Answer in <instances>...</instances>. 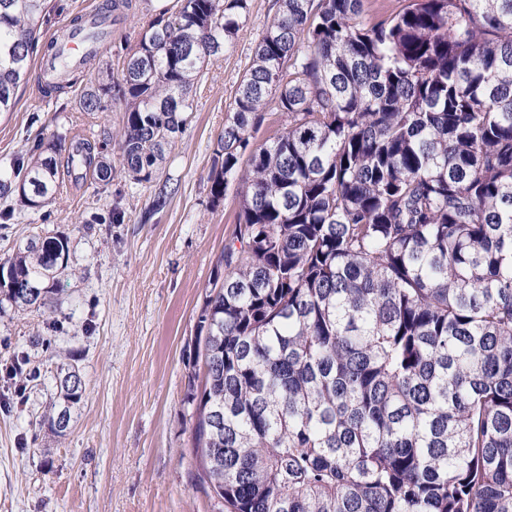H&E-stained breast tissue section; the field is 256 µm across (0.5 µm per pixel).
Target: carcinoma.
I'll use <instances>...</instances> for the list:
<instances>
[{
	"label": "carcinoma",
	"instance_id": "carcinoma-1",
	"mask_svg": "<svg viewBox=\"0 0 512 512\" xmlns=\"http://www.w3.org/2000/svg\"><path fill=\"white\" fill-rule=\"evenodd\" d=\"M280 0L218 140L210 193L236 187L224 285L205 297L204 384L187 403L200 478L224 512H512V0ZM83 112L126 106L118 159L151 183L183 132L187 90L233 48L248 0H177ZM43 0H0V112L39 45ZM82 64L43 73L53 95ZM286 117L254 134L270 106ZM108 143L58 159L39 141L23 209L61 169L112 180ZM66 239L33 235L0 270V304L45 306ZM37 292L21 300L15 288ZM60 380L54 426L80 398Z\"/></svg>",
	"mask_w": 512,
	"mask_h": 512
}]
</instances>
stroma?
<instances>
[{"label": "stroma", "mask_w": 512, "mask_h": 512, "mask_svg": "<svg viewBox=\"0 0 512 512\" xmlns=\"http://www.w3.org/2000/svg\"><path fill=\"white\" fill-rule=\"evenodd\" d=\"M106 0H45L41 42L71 18ZM113 25L94 79L120 74L150 20L176 11V0H133ZM277 0H248L233 48L211 59L189 93L191 108L155 182L124 171L109 184L64 177L53 202L13 209L0 197V260L33 234L69 242L59 293L40 310L0 305V512H217L197 476L189 385L200 384L198 316L234 230L239 198L210 194L218 136L236 87L277 11ZM39 64L10 112L0 114V171L15 168L40 139L63 146L119 132L116 103L82 112V86L44 96ZM176 186L155 208L158 186ZM21 364L22 376L13 373ZM78 371L80 400L65 435L43 424L58 379Z\"/></svg>", "instance_id": "obj_1"}]
</instances>
